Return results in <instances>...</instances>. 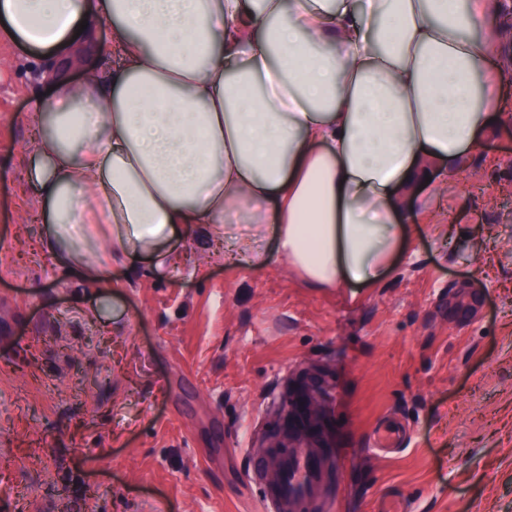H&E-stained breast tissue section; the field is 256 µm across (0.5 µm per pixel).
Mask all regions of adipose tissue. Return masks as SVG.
<instances>
[{
  "mask_svg": "<svg viewBox=\"0 0 512 512\" xmlns=\"http://www.w3.org/2000/svg\"><path fill=\"white\" fill-rule=\"evenodd\" d=\"M499 0H0V31L63 71L35 115L42 246L91 283L203 230L224 263L274 241L312 287L375 285L505 111ZM110 27L108 44L95 37ZM250 225L226 237L224 220Z\"/></svg>",
  "mask_w": 512,
  "mask_h": 512,
  "instance_id": "1",
  "label": "adipose tissue"
}]
</instances>
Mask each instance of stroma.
I'll return each mask as SVG.
<instances>
[{
    "label": "stroma",
    "instance_id": "1",
    "mask_svg": "<svg viewBox=\"0 0 512 512\" xmlns=\"http://www.w3.org/2000/svg\"><path fill=\"white\" fill-rule=\"evenodd\" d=\"M54 58L0 39V512H263L245 476L290 377L329 370L349 463L338 512H512V123L448 179L481 235L411 238L376 285L307 287L269 252L225 267L201 231L161 274L94 285L31 220L29 122ZM479 286L469 317L451 312ZM407 430L390 453L373 433Z\"/></svg>",
    "mask_w": 512,
    "mask_h": 512
}]
</instances>
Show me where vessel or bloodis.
Masks as SVG:
<instances>
[{"mask_svg":"<svg viewBox=\"0 0 512 512\" xmlns=\"http://www.w3.org/2000/svg\"><path fill=\"white\" fill-rule=\"evenodd\" d=\"M345 464L338 448H263L254 452L248 477L263 489L265 512H334L326 482L330 470Z\"/></svg>","mask_w":512,"mask_h":512,"instance_id":"b4317fda","label":"vessel or blood"}]
</instances>
